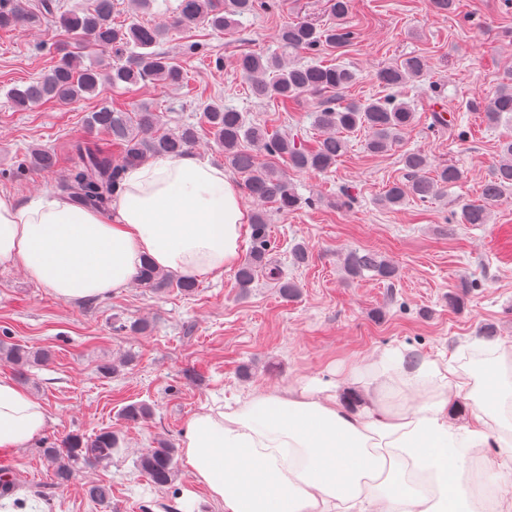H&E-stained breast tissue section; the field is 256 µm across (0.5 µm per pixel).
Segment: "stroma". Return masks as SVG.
Here are the masks:
<instances>
[{"mask_svg": "<svg viewBox=\"0 0 512 512\" xmlns=\"http://www.w3.org/2000/svg\"><path fill=\"white\" fill-rule=\"evenodd\" d=\"M177 5L155 0L152 10L138 12L129 0H116V23L165 26L160 49L177 56L189 81L132 93L116 89L113 104H148L164 128L174 129L199 125L200 103L218 100L247 122L314 146L316 97L259 102L231 60L274 52L288 24H333L331 0H279L273 13L244 16L224 33L172 26ZM345 24L354 38L344 47L291 56L295 64L318 60L354 71L357 80L342 92L343 101L386 96L378 70L410 55L426 59L428 74L402 88L401 99L415 109L414 123L385 153L367 152L362 129L350 134L345 154L325 172L298 171L286 159L258 151L259 163L285 169L300 199L291 211L264 207L269 264L296 282V298H281L275 280L262 271L241 290L229 269L218 280L200 281L191 296L133 284L101 300L65 302L22 270L0 267V343L50 354L25 386L47 415L44 433L28 447L0 451V465L9 464L14 474L13 499H30L37 490L44 495L41 512H100L85 488L103 482L111 485L118 512H224L184 461H177L173 483L156 490L137 469L138 457L161 441L181 448L189 418L205 408L259 392H298L314 380L339 383L354 367L367 375L391 348L448 360L464 374L467 354L494 356L499 344H512V199L493 209L489 223L461 221L463 204L478 198L498 161L500 140L512 135V121L491 125L473 109L494 96L512 66V6L457 0L455 12L446 14L430 0H351ZM194 42L203 53L186 54ZM57 49L44 25L0 32V190L23 198L58 191L78 164L73 142L90 136L84 118L100 104L94 97L15 111L8 90L48 70ZM219 58L225 63L220 70ZM437 103L449 126L434 125ZM37 147L56 154L53 169L23 167ZM415 150L427 155L430 170L457 166L462 180L438 198L383 207L387 186L406 178L402 155ZM297 243L309 252L300 266L292 257ZM354 251L385 257L397 278L386 281L370 272L348 278L344 259ZM140 321L146 332L132 331ZM112 362L120 371L103 377L100 366ZM137 401L151 404L152 415L137 423L122 419V407ZM107 430L120 438L111 460L56 487L39 456L43 442Z\"/></svg>", "mask_w": 512, "mask_h": 512, "instance_id": "1", "label": "stroma"}]
</instances>
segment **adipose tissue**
<instances>
[{"label":"adipose tissue","instance_id":"adipose-tissue-1","mask_svg":"<svg viewBox=\"0 0 512 512\" xmlns=\"http://www.w3.org/2000/svg\"><path fill=\"white\" fill-rule=\"evenodd\" d=\"M248 217L237 183L222 166L186 153L126 169L109 210L83 208L49 193L0 194V267L24 271L63 301H94L127 288L144 263L215 280L237 261ZM384 380L351 369L338 391L310 384L195 413L185 461L224 512H468L461 494L468 462L450 452L512 438L492 427L512 399L499 359L487 361L479 398L447 361L407 363L401 350L380 358ZM427 381L444 392L402 411L382 399ZM469 417L462 438L448 431ZM47 425L42 406L0 376V450L24 448Z\"/></svg>","mask_w":512,"mask_h":512}]
</instances>
